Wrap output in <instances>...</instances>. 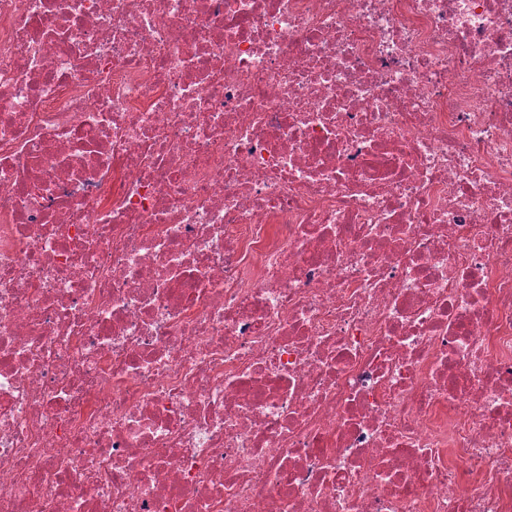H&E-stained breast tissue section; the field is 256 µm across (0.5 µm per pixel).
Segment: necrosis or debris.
I'll use <instances>...</instances> for the list:
<instances>
[{
	"label": "necrosis or debris",
	"mask_w": 512,
	"mask_h": 512,
	"mask_svg": "<svg viewBox=\"0 0 512 512\" xmlns=\"http://www.w3.org/2000/svg\"><path fill=\"white\" fill-rule=\"evenodd\" d=\"M0 512H512V0H0Z\"/></svg>",
	"instance_id": "1"
}]
</instances>
